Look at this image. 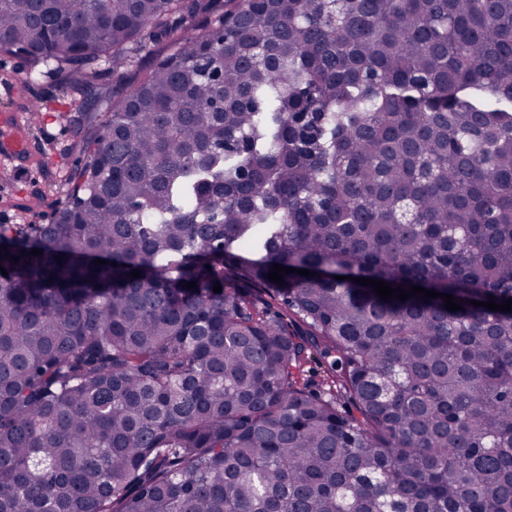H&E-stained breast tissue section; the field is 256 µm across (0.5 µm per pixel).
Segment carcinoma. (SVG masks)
Returning a JSON list of instances; mask_svg holds the SVG:
<instances>
[{"label":"carcinoma","instance_id":"1","mask_svg":"<svg viewBox=\"0 0 512 512\" xmlns=\"http://www.w3.org/2000/svg\"><path fill=\"white\" fill-rule=\"evenodd\" d=\"M0 52L78 157L0 224V512H512V0H0Z\"/></svg>","mask_w":512,"mask_h":512}]
</instances>
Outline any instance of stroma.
<instances>
[{
	"label": "stroma",
	"mask_w": 512,
	"mask_h": 512,
	"mask_svg": "<svg viewBox=\"0 0 512 512\" xmlns=\"http://www.w3.org/2000/svg\"><path fill=\"white\" fill-rule=\"evenodd\" d=\"M28 61L0 54V224H44L56 200L68 192L67 172L75 157L68 122L70 95L55 75L27 82ZM38 100L42 115L30 120ZM23 142L21 153L12 146Z\"/></svg>",
	"instance_id": "stroma-1"
}]
</instances>
